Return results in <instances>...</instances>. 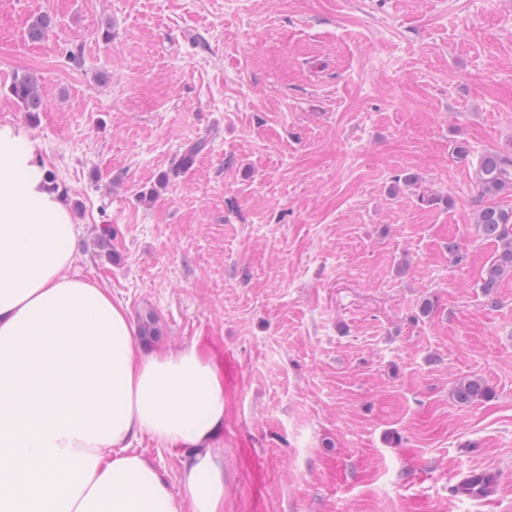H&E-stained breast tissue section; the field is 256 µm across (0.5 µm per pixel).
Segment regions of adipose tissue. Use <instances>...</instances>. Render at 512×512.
<instances>
[{"label":"adipose tissue","instance_id":"adipose-tissue-1","mask_svg":"<svg viewBox=\"0 0 512 512\" xmlns=\"http://www.w3.org/2000/svg\"><path fill=\"white\" fill-rule=\"evenodd\" d=\"M27 129L0 119V512H224V379L198 344L146 350L74 270L79 234ZM182 454L177 480L134 449Z\"/></svg>","mask_w":512,"mask_h":512}]
</instances>
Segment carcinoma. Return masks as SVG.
I'll return each instance as SVG.
<instances>
[{
	"mask_svg": "<svg viewBox=\"0 0 512 512\" xmlns=\"http://www.w3.org/2000/svg\"><path fill=\"white\" fill-rule=\"evenodd\" d=\"M53 26L52 15H37L28 25L27 37L34 42L40 41ZM10 93L24 111L32 115L40 111L42 98L35 77L27 74L15 76L10 85ZM475 179L483 197L512 191V156L496 152L484 153L479 158ZM476 224L481 236L496 243L498 247L497 255L486 267L481 283L484 294L491 297L504 272H512V209H504L495 203L483 205L477 210ZM139 329L141 336L147 340L161 335L157 317L151 311L141 316ZM490 396V388L479 378L464 379L452 391V398L460 404L473 403Z\"/></svg>",
	"mask_w": 512,
	"mask_h": 512,
	"instance_id": "carcinoma-1",
	"label": "carcinoma"
}]
</instances>
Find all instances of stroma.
<instances>
[{
  "mask_svg": "<svg viewBox=\"0 0 512 512\" xmlns=\"http://www.w3.org/2000/svg\"><path fill=\"white\" fill-rule=\"evenodd\" d=\"M7 116L77 271L219 366L224 512H512V274L484 295L474 222L479 157L512 154V0H0ZM470 377L491 397L455 402ZM477 468L498 493L455 497ZM10 93L25 112H29L32 116H35L36 112H40L42 98L34 76L16 75L10 85Z\"/></svg>",
  "mask_w": 512,
  "mask_h": 512,
  "instance_id": "35a3bbf8",
  "label": "stroma"
}]
</instances>
